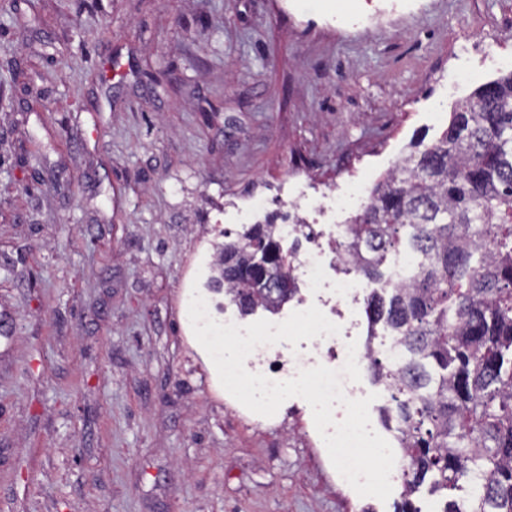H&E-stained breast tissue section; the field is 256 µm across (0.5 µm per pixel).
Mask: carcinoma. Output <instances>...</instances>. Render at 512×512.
Segmentation results:
<instances>
[{"label":"carcinoma","instance_id":"cac0c4a2","mask_svg":"<svg viewBox=\"0 0 512 512\" xmlns=\"http://www.w3.org/2000/svg\"><path fill=\"white\" fill-rule=\"evenodd\" d=\"M217 246V274L243 316L275 312L298 287L272 224ZM354 271L376 285L371 328L399 348L397 364L369 357L388 399L379 407L407 466L396 512H421L423 485L441 512H512V71L478 86L436 140L420 139L371 190L347 241ZM408 251L406 278L383 279L387 256ZM271 255L274 273L259 278Z\"/></svg>","mask_w":512,"mask_h":512}]
</instances>
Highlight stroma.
Masks as SVG:
<instances>
[{
    "label": "stroma",
    "instance_id": "obj_1",
    "mask_svg": "<svg viewBox=\"0 0 512 512\" xmlns=\"http://www.w3.org/2000/svg\"><path fill=\"white\" fill-rule=\"evenodd\" d=\"M0 0V512H394L306 402L229 398L184 320L256 191L283 223L447 128L467 36L512 0Z\"/></svg>",
    "mask_w": 512,
    "mask_h": 512
}]
</instances>
